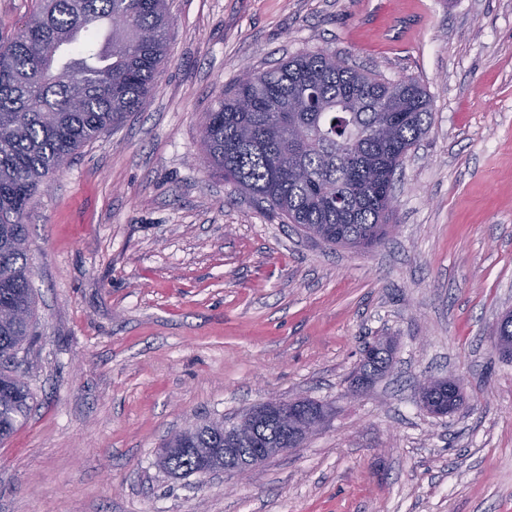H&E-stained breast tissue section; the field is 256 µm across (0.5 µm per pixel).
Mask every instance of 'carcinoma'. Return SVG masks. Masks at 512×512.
Listing matches in <instances>:
<instances>
[{
  "label": "carcinoma",
  "mask_w": 512,
  "mask_h": 512,
  "mask_svg": "<svg viewBox=\"0 0 512 512\" xmlns=\"http://www.w3.org/2000/svg\"><path fill=\"white\" fill-rule=\"evenodd\" d=\"M172 17L167 0H38L25 27L0 43V441L27 419L34 395L18 371L30 343L34 301L24 215L48 178L77 151L138 111L162 73ZM69 55H57L62 43ZM413 79L386 81L334 54L294 56L238 82L205 114L200 160L224 181L277 208L329 245L370 249L388 235L385 194L430 123ZM381 343L363 358L368 383L390 362ZM429 412L439 388L421 391ZM251 433L202 423L167 439L171 474H193L198 448L288 447L287 423L249 412Z\"/></svg>",
  "instance_id": "carcinoma-1"
}]
</instances>
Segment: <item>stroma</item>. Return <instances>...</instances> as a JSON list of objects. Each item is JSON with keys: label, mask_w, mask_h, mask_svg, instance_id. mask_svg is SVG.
<instances>
[{"label": "stroma", "mask_w": 512, "mask_h": 512, "mask_svg": "<svg viewBox=\"0 0 512 512\" xmlns=\"http://www.w3.org/2000/svg\"><path fill=\"white\" fill-rule=\"evenodd\" d=\"M163 74L32 201L28 419L0 443V512H512V0H170ZM327 51L427 91L369 250L305 236L198 160L247 70ZM387 336L390 368L352 383ZM461 378L447 416L424 377ZM307 398L329 416L249 480L173 476L165 438Z\"/></svg>", "instance_id": "1"}]
</instances>
